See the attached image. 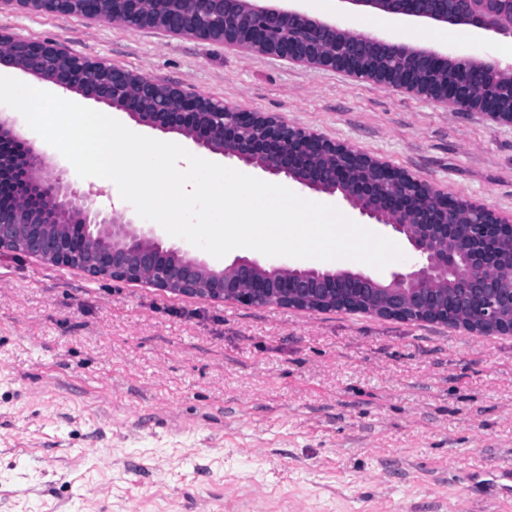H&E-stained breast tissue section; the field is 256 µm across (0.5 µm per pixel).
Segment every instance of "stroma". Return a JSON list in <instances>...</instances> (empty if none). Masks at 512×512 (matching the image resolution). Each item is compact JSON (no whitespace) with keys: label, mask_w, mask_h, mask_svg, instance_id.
I'll list each match as a JSON object with an SVG mask.
<instances>
[{"label":"stroma","mask_w":512,"mask_h":512,"mask_svg":"<svg viewBox=\"0 0 512 512\" xmlns=\"http://www.w3.org/2000/svg\"><path fill=\"white\" fill-rule=\"evenodd\" d=\"M58 43L279 116L512 219V125L219 42L0 7ZM482 56L500 40L375 28ZM512 335L202 301L0 252V512H512Z\"/></svg>","instance_id":"35a3bbf8"}]
</instances>
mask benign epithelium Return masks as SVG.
<instances>
[{"mask_svg":"<svg viewBox=\"0 0 512 512\" xmlns=\"http://www.w3.org/2000/svg\"><path fill=\"white\" fill-rule=\"evenodd\" d=\"M14 1L75 14L84 0ZM109 0L110 19L132 28L220 41L291 63L346 72L512 125V99L497 86L512 66L498 58L410 45L394 35L365 37L342 17L312 15L306 0ZM399 21L462 25L477 39L512 38V0H341ZM0 63L59 88L110 103L139 125L175 132L199 150L220 153L301 189L341 194L365 223L403 236L412 261L384 277L299 268L237 257L216 271L180 247H165L126 214L95 206L32 141L17 153L0 120V251L23 252L93 278L145 283L200 300L235 299L306 311L358 310L382 318L436 322L471 333L512 334V224L474 202L453 198L409 173L292 127L272 115L239 112L194 91L79 58L54 43L0 33Z\"/></svg>","mask_w":512,"mask_h":512,"instance_id":"7a95c632","label":"benign epithelium"}]
</instances>
